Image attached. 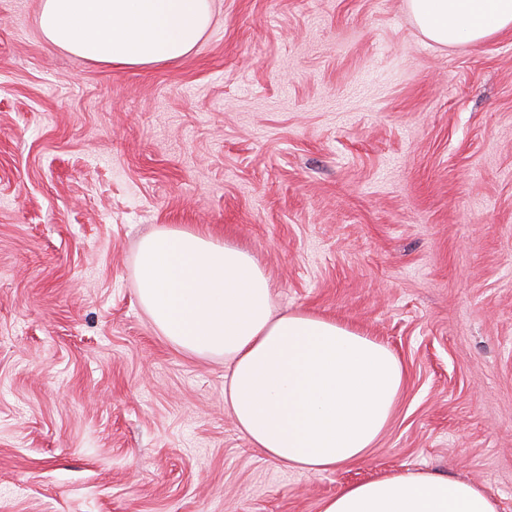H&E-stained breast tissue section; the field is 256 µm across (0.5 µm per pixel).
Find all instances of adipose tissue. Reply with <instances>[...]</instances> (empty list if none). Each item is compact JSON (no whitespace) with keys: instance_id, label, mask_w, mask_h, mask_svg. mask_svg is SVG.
I'll return each instance as SVG.
<instances>
[{"instance_id":"ef3b65f1","label":"adipose tissue","mask_w":512,"mask_h":512,"mask_svg":"<svg viewBox=\"0 0 512 512\" xmlns=\"http://www.w3.org/2000/svg\"><path fill=\"white\" fill-rule=\"evenodd\" d=\"M441 46L512 31V0H405ZM209 0H41L44 39L71 56L139 69L190 54ZM139 301L177 349L229 364L224 403L251 445L315 473L362 459L389 423L403 385L398 357L366 334L304 311L274 312L265 270L245 250L186 227L145 237ZM322 512H497L479 486L405 472L346 487Z\"/></svg>"}]
</instances>
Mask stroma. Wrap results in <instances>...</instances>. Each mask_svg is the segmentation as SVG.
<instances>
[{
    "instance_id": "35a3bbf8",
    "label": "stroma",
    "mask_w": 512,
    "mask_h": 512,
    "mask_svg": "<svg viewBox=\"0 0 512 512\" xmlns=\"http://www.w3.org/2000/svg\"><path fill=\"white\" fill-rule=\"evenodd\" d=\"M40 2L0 0V512H321L401 471L512 512V33L440 47L404 0H210L194 51L127 69L49 46ZM165 224L395 353L362 460L252 448L223 358L139 302Z\"/></svg>"
}]
</instances>
